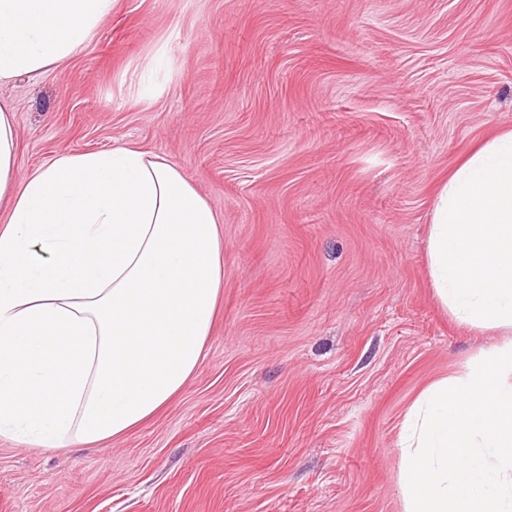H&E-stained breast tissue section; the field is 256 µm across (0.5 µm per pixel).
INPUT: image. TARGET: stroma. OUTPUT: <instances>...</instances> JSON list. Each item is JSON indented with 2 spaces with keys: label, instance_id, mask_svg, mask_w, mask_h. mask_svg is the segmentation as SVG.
<instances>
[{
  "label": "stroma",
  "instance_id": "obj_1",
  "mask_svg": "<svg viewBox=\"0 0 512 512\" xmlns=\"http://www.w3.org/2000/svg\"><path fill=\"white\" fill-rule=\"evenodd\" d=\"M22 170L122 141L224 226L177 396L101 446L0 437V512H404V415L498 342L427 271L438 183L512 127V0H115L67 66L0 86Z\"/></svg>",
  "mask_w": 512,
  "mask_h": 512
}]
</instances>
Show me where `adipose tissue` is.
<instances>
[{"label": "adipose tissue", "mask_w": 512, "mask_h": 512, "mask_svg": "<svg viewBox=\"0 0 512 512\" xmlns=\"http://www.w3.org/2000/svg\"><path fill=\"white\" fill-rule=\"evenodd\" d=\"M114 0H0V83L61 68ZM428 275L457 323L501 341L432 384L402 424L405 512H512V128L437 187ZM224 230L181 170L118 143L22 174L0 103V436L117 440L205 355Z\"/></svg>", "instance_id": "1"}]
</instances>
